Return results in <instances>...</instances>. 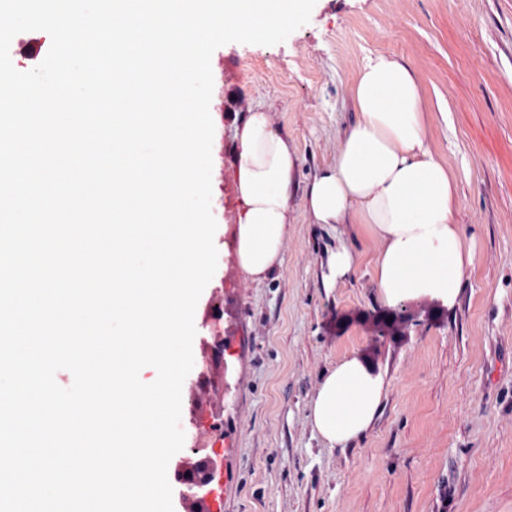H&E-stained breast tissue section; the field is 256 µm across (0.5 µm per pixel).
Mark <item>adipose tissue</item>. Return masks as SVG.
I'll return each mask as SVG.
<instances>
[{"mask_svg": "<svg viewBox=\"0 0 512 512\" xmlns=\"http://www.w3.org/2000/svg\"><path fill=\"white\" fill-rule=\"evenodd\" d=\"M351 96L357 118L345 128L334 164L305 192L308 218L366 225L380 243L371 264L387 307L428 299L455 308L475 252L456 220L452 174L426 143L418 86L405 65L380 56L361 69ZM235 139L229 248L240 274L261 283L284 263L299 156L261 109L248 112ZM384 391L382 375L364 357L346 355L318 384L313 428L331 446L347 447L373 424Z\"/></svg>", "mask_w": 512, "mask_h": 512, "instance_id": "1", "label": "adipose tissue"}]
</instances>
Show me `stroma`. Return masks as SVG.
Listing matches in <instances>:
<instances>
[{
	"label": "stroma",
	"mask_w": 512,
	"mask_h": 512,
	"mask_svg": "<svg viewBox=\"0 0 512 512\" xmlns=\"http://www.w3.org/2000/svg\"><path fill=\"white\" fill-rule=\"evenodd\" d=\"M387 55L419 87L427 143L453 175L457 221L475 249L455 312L400 304L408 331L374 334L378 241L357 224H313L303 192L331 165L355 120L350 89ZM212 213L236 207L234 130L255 109L297 148L294 220L284 264L246 281L222 248L194 316V365L182 386L183 448L194 463L223 438L224 512H512V0H316L281 43H228L211 57ZM360 254L324 288L330 251ZM226 358H211L216 337ZM357 352L386 392L368 432L333 448L313 429L322 374Z\"/></svg>",
	"instance_id": "obj_1"
}]
</instances>
